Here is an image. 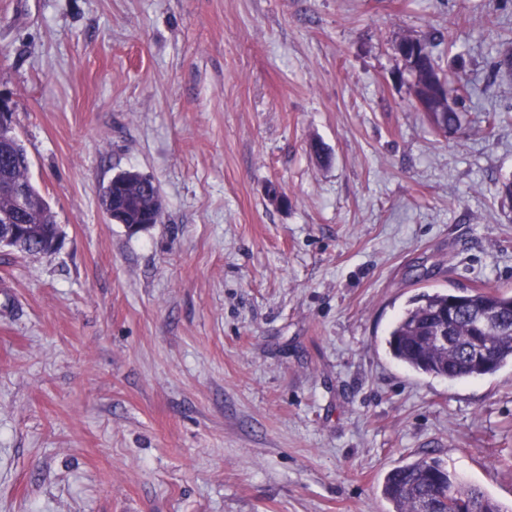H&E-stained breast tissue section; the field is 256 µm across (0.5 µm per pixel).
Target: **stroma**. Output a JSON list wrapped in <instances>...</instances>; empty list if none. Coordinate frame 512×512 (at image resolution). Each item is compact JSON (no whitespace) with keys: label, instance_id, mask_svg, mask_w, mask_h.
Here are the masks:
<instances>
[{"label":"stroma","instance_id":"stroma-1","mask_svg":"<svg viewBox=\"0 0 512 512\" xmlns=\"http://www.w3.org/2000/svg\"><path fill=\"white\" fill-rule=\"evenodd\" d=\"M435 29L475 87L450 133L393 50ZM510 46L512 0H0L62 236L0 249V512H392L421 458L512 510V364L386 345L420 292H512ZM129 169L164 201L133 236L100 202Z\"/></svg>","mask_w":512,"mask_h":512}]
</instances>
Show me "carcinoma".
<instances>
[{"label": "carcinoma", "mask_w": 512, "mask_h": 512, "mask_svg": "<svg viewBox=\"0 0 512 512\" xmlns=\"http://www.w3.org/2000/svg\"><path fill=\"white\" fill-rule=\"evenodd\" d=\"M445 40L435 31L419 41L424 59L407 64L412 77L411 91L420 92L432 76L440 75L433 50ZM448 102L436 113L437 123L445 130L458 126L454 100L468 92V86L447 83ZM30 161L12 122L0 124V212H17L11 196L1 190L5 184L27 188L29 209L19 213V223L36 224L42 229L40 238L23 240L18 253L33 256L51 246L48 233L55 224L49 204L28 176ZM154 191V180L138 170H125L115 175L101 191V206L112 210L113 223L122 224L130 234L149 226L154 214H162L163 204L151 207L152 199L143 194V185ZM495 311L486 322L483 314ZM448 324V335L454 342L448 347L436 345L431 336ZM483 337L491 349V361L476 360L469 353V337ZM390 355L401 365L418 373L446 378L450 381L474 379L491 374L512 363V295L507 292L473 291L450 293L435 290L414 299L393 323L386 339ZM382 495L393 505V512H512L487 496L481 489L457 482L442 464L434 459H419L392 469L382 484Z\"/></svg>", "instance_id": "cac0c4a2"}]
</instances>
